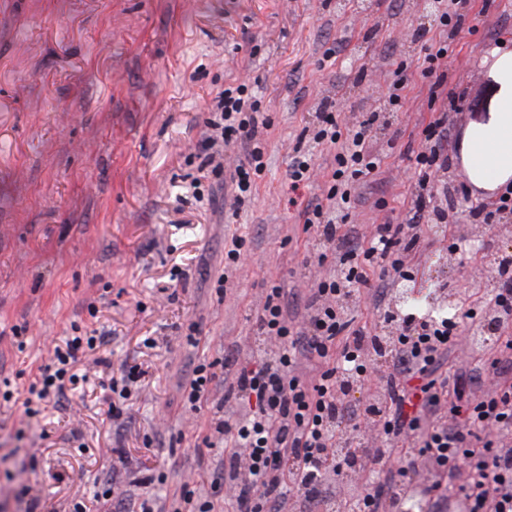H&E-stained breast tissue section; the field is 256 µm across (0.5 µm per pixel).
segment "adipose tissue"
Masks as SVG:
<instances>
[{"label": "adipose tissue", "mask_w": 512, "mask_h": 512, "mask_svg": "<svg viewBox=\"0 0 512 512\" xmlns=\"http://www.w3.org/2000/svg\"><path fill=\"white\" fill-rule=\"evenodd\" d=\"M493 71L505 91L488 123L467 135V172L474 183L498 185L512 179V53H501Z\"/></svg>", "instance_id": "obj_1"}]
</instances>
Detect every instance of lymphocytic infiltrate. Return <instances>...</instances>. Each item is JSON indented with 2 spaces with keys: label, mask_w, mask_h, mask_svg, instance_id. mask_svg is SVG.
<instances>
[{
  "label": "lymphocytic infiltrate",
  "mask_w": 512,
  "mask_h": 512,
  "mask_svg": "<svg viewBox=\"0 0 512 512\" xmlns=\"http://www.w3.org/2000/svg\"><path fill=\"white\" fill-rule=\"evenodd\" d=\"M461 96L449 95L445 112L423 131L424 148L415 156L417 180L413 203L397 224L373 225L369 236L354 242L339 219L351 201V190L379 169L373 151L378 113L342 131L331 102H322L312 124L297 141L288 165L292 188L313 175L310 144L340 145L329 173L325 197L301 210L303 230L319 260L333 259L334 271L309 288L305 313L295 319L283 288L272 287L256 312V331L273 341L261 359L241 365L224 392L250 402L241 418H218L210 429L224 445V462L215 467L212 489L235 490L236 512H312L326 498L327 472L352 467L346 447L361 444L363 424H373L382 447L364 460L384 472L383 482L351 495L345 512H399L397 486L411 480L422 466L446 474L447 484L432 483L427 493L435 512H447L450 496L467 503V512H512V449L500 437L512 430V262L495 269V286L471 299L455 320H427L385 314L390 335L353 327L346 310L371 275L388 283L417 281L432 241L425 224H442L447 208L434 205L435 173L447 170L449 113L459 111ZM210 133L201 142L202 167L214 164L233 144L243 145L245 161L225 164L234 186L233 208L250 201L255 179L266 163L264 137L270 123L247 84L231 85L214 99ZM494 315L503 334L499 354L484 360L475 373L445 370L448 352L463 330ZM95 337L75 336L53 350L54 364L40 370L22 402L25 414L36 415L50 397L63 396L77 379L83 349ZM389 352L390 364L379 377L378 394L365 404L349 400L369 381L374 361ZM219 361L197 364L182 387L190 410H200L219 378Z\"/></svg>",
  "instance_id": "f902f5d3"
}]
</instances>
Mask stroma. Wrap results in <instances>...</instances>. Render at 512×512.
I'll list each match as a JSON object with an SVG mask.
<instances>
[{
    "label": "stroma",
    "mask_w": 512,
    "mask_h": 512,
    "mask_svg": "<svg viewBox=\"0 0 512 512\" xmlns=\"http://www.w3.org/2000/svg\"><path fill=\"white\" fill-rule=\"evenodd\" d=\"M434 12L433 0H0V394H15L0 398V512H74L109 487L120 512L145 498L169 512L188 481L216 512H235L231 491L213 494L203 475L224 449L201 439L212 419L248 407L219 387L193 412L181 386L200 361L263 348L254 317L268 288L296 303L332 270L307 260L299 208L323 194L333 150L316 148L308 186L287 179L323 98L347 125L381 115L383 163L358 186L347 224L402 221L422 130L443 102L418 77L398 110L387 93L397 63L417 69ZM467 13L444 62L449 90L465 95L444 175L454 207L429 231L412 308L438 320L450 312L430 311L426 295L491 282L494 256L512 255V231L467 219L501 187L463 176L464 137L496 105L490 54L512 50V0H469ZM238 78L251 80L271 126L267 170L235 217L198 146L213 98ZM234 234L249 256L221 291ZM72 336L103 342L82 356L73 390L25 416L29 382ZM125 370L138 379L114 420L109 386Z\"/></svg>",
    "instance_id": "1"
}]
</instances>
